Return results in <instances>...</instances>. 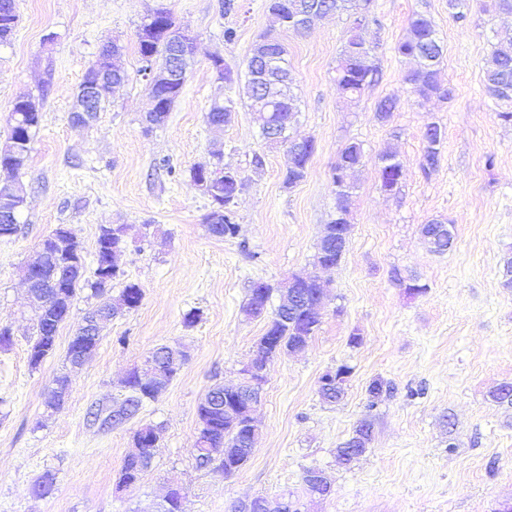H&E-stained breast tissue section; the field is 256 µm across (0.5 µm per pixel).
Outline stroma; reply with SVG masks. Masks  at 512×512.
I'll return each instance as SVG.
<instances>
[{"instance_id":"obj_1","label":"stroma","mask_w":512,"mask_h":512,"mask_svg":"<svg viewBox=\"0 0 512 512\" xmlns=\"http://www.w3.org/2000/svg\"><path fill=\"white\" fill-rule=\"evenodd\" d=\"M18 22L0 42V143L14 101L32 97L41 120L20 174L27 198L16 235L0 237V326L13 344L0 349V512H151L180 488L182 512H233L258 497L291 503L295 512H501L512 502V408L491 392L512 383V288L503 258L512 254V122L485 90L492 31L512 15L491 0H467L465 23L448 0H375L380 79L356 105L345 106L334 81L346 41L345 16L315 21L304 33H282L301 112L292 132L313 138L306 177L285 182V148L262 139L241 83L219 79L209 60L235 71L269 29L268 0H15ZM166 8L196 37L198 54L166 123L146 128L151 108L137 31L152 10ZM427 12L443 46L440 79L447 101H421L404 81L410 62L396 47L414 13ZM237 38L225 43V27ZM120 45L128 83L108 96L86 127L72 124L78 86L102 44ZM393 95L386 121L375 104ZM233 101L222 129L206 118L211 105ZM443 132L439 168H420L428 123ZM363 146L353 175L351 234L341 263L315 261L323 227L336 211V159L348 142ZM392 150L402 177L392 191L379 180V158ZM262 156L255 165L254 156ZM238 170L243 188L233 206L238 233L209 234L212 201L191 178L196 165ZM433 219L454 227L442 255L428 251L419 228ZM127 227L113 291L135 283L141 305L113 318L83 367L66 369L68 342L99 299L84 290L61 325L54 354L28 361L35 311L22 268L42 240L64 225L77 237L86 274L96 268L102 226ZM416 274L428 289L410 293L393 269ZM315 275L328 281L322 323L308 346L269 366L254 416L255 451L233 475L219 462L199 466L197 405L215 384L239 382L263 336L267 317L242 307L253 282L279 286ZM196 312L193 326L183 322ZM181 345L186 362L156 400L132 418L101 429L93 414L120 397L121 382L155 347ZM347 366L336 403L319 394L326 372ZM71 378L63 406H46L61 373ZM387 390L371 402L367 388ZM373 421L366 454L345 466L336 448L363 417ZM161 427L149 470L117 490L137 430ZM331 479L327 496L309 495L307 470ZM46 497L31 493L44 473Z\"/></svg>"}]
</instances>
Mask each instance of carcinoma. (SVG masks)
<instances>
[{
    "label": "carcinoma",
    "instance_id": "1",
    "mask_svg": "<svg viewBox=\"0 0 512 512\" xmlns=\"http://www.w3.org/2000/svg\"><path fill=\"white\" fill-rule=\"evenodd\" d=\"M324 5L322 15L333 13H348L353 15L360 9H372L373 0H320ZM298 5L296 0H269L268 11L273 17V23L284 30L298 31L292 13ZM497 43L492 49L485 64V77L487 92L494 95V99L512 105V95L509 96L502 88H512V51L502 47L503 43L512 45V33H496ZM259 53L268 56L272 62L278 84L275 90L279 94L280 107L276 113V120L293 123L300 112L299 99L293 91V78L288 69V51L281 40L268 33L258 41ZM140 56L145 58L149 67L162 69L170 66L169 45L164 43L162 35H157L151 46L146 49L138 45ZM397 51L403 56L416 58L419 68L411 71L405 77L406 83L411 85L412 92L420 98L438 97L448 99L452 95L451 88H444L438 80V66L441 63L443 49L436 36L432 20L423 13L415 14L410 22V32L407 38L400 42ZM375 45L366 43L363 35L350 36L340 53V60L336 67V85L348 102L355 101L362 91L376 82L379 70L374 62ZM233 112V102L225 104L214 103L207 113V121L229 122ZM40 122V113L25 112L20 107H14L11 113V124L8 136L17 138L19 145L16 155L8 160H0V211L12 209L19 212L16 202L4 197L1 190L19 183L18 174L24 167L31 150L33 130ZM441 142L426 141L422 155L421 168L425 173L434 171L440 164ZM291 155V166L286 173L285 182L294 184L306 176L302 171L309 164L315 153V142L310 140L302 144L288 147ZM363 160V148L358 142L346 144L339 152L335 170L347 169L351 172L359 167ZM401 166L395 155L387 153L381 157L379 177L381 187L391 191L398 184ZM336 184V218L325 225L317 246V262H330L338 264L340 261L350 233L351 225L346 222L343 215L348 212L350 185H339L338 177H333ZM242 182H235L227 178L212 181L211 200L218 202V208L223 210V216L216 221L207 220L209 233L218 238H233L237 235L238 225L232 217L230 205L238 195ZM126 227H103L97 240L96 267H101L108 261L109 252L118 253L122 250ZM420 235L430 251L443 254L449 250L448 242L454 241V231L450 224L433 220L420 228ZM46 253V263L41 276L45 284L42 289L47 301L38 306L36 320V336L29 346V363L37 367L50 355L56 347V337L62 323L67 319V307L72 304L76 292L89 286L94 294L104 292L105 286L99 280L90 283L83 278L81 267L68 263V258L60 255L54 244L48 238L42 241ZM271 288L260 282L250 289L248 299L243 306L244 312L250 317H258L267 309ZM324 294V285L311 281L299 286V299L289 305L281 304L271 318L272 327L267 335L275 336L281 340V347L294 349L307 344L314 336L321 322V315L317 311V303ZM134 300L141 303L142 289L135 283H128L122 288L115 300H106L95 311L103 315V319L110 321L122 313L120 303L125 300ZM89 316H84L72 336L66 361L69 365L79 364L82 352L98 344L96 329L87 325ZM186 359V353L181 350L173 351L168 346L153 349L144 361L141 373L148 374L161 368L169 373L173 372L171 364H181ZM57 388L51 390L47 407L57 410L61 406L63 396L70 385L69 376L62 374L54 380ZM345 381L331 380L320 386L321 395L330 401H336L344 395ZM160 391L149 389L143 385L137 376L132 374L127 383V395L119 406L135 414L143 403L155 400ZM253 396V390L245 384L236 393L224 396V386L213 387L197 406L200 429L196 442L197 459L208 463L219 457L224 468V475L229 476L238 471L249 459L252 447L251 430L243 426L246 421L245 409ZM371 422L363 419L358 422L352 435L337 449V454L343 463L349 464L363 453L371 440ZM154 444L148 443L137 455H126L118 481V488H128L139 481L152 464Z\"/></svg>",
    "mask_w": 512,
    "mask_h": 512
}]
</instances>
